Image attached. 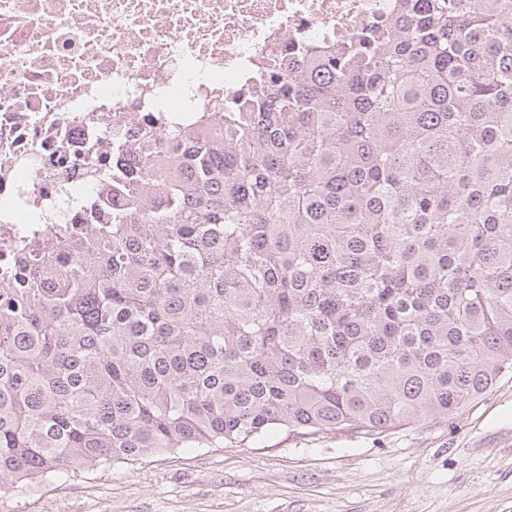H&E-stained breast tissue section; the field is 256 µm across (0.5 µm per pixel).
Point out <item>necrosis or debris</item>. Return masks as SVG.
Instances as JSON below:
<instances>
[{
  "label": "necrosis or debris",
  "mask_w": 512,
  "mask_h": 512,
  "mask_svg": "<svg viewBox=\"0 0 512 512\" xmlns=\"http://www.w3.org/2000/svg\"><path fill=\"white\" fill-rule=\"evenodd\" d=\"M401 0H0V280L16 247L111 223L114 172L230 111L295 45L385 34Z\"/></svg>",
  "instance_id": "4bbe7bcc"
}]
</instances>
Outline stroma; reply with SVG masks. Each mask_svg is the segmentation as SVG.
Listing matches in <instances>:
<instances>
[{
  "label": "stroma",
  "mask_w": 512,
  "mask_h": 512,
  "mask_svg": "<svg viewBox=\"0 0 512 512\" xmlns=\"http://www.w3.org/2000/svg\"><path fill=\"white\" fill-rule=\"evenodd\" d=\"M0 512H512V374L449 419L96 466L0 492Z\"/></svg>",
  "instance_id": "1"
}]
</instances>
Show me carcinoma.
Wrapping results in <instances>:
<instances>
[{
	"label": "carcinoma",
	"mask_w": 512,
	"mask_h": 512,
	"mask_svg": "<svg viewBox=\"0 0 512 512\" xmlns=\"http://www.w3.org/2000/svg\"><path fill=\"white\" fill-rule=\"evenodd\" d=\"M512 0H406L142 144L0 287V489L447 419L512 373Z\"/></svg>",
	"instance_id": "cac0c4a2"
}]
</instances>
